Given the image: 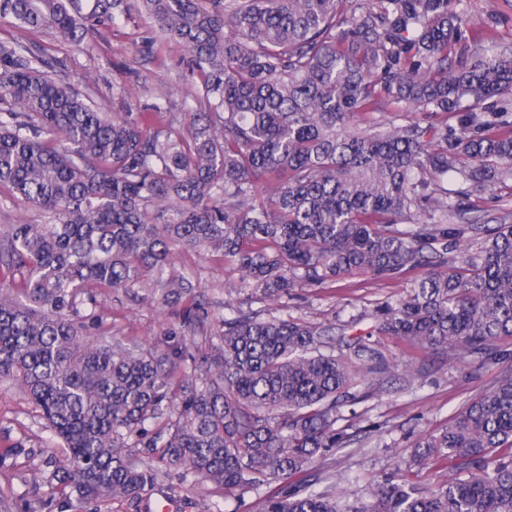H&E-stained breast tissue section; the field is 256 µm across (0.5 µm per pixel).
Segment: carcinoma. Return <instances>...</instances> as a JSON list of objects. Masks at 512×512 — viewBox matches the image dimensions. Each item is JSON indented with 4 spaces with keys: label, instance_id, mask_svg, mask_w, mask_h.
<instances>
[{
    "label": "carcinoma",
    "instance_id": "obj_1",
    "mask_svg": "<svg viewBox=\"0 0 512 512\" xmlns=\"http://www.w3.org/2000/svg\"><path fill=\"white\" fill-rule=\"evenodd\" d=\"M137 2L160 44L183 45L204 74L184 112H102L56 75L62 61L0 41V197L43 214L0 236V271L20 276L22 295L0 292V378L23 387L65 449L41 475L60 512L73 497L140 503L160 473L134 459L133 437L222 500L277 484L260 512H512V368L417 442L412 464L446 461L448 476L429 487L398 469L349 505L305 475L346 447L338 408L356 379L391 370L377 344L354 337L325 353L326 328L192 303L186 322L217 323L218 343L200 362L180 356L175 394L163 360L89 343L69 317L92 283L150 279L181 300L193 284L170 270L177 247L220 255L241 272L237 292L270 297L432 266L377 309L376 330L450 357L490 355L512 337V224L485 229L470 253L475 227L461 220L472 189L512 181V51L481 45L473 65L455 64L467 32L456 0ZM127 10L0 0V18L75 46ZM388 103L454 123H354ZM450 178L463 188L448 192Z\"/></svg>",
    "mask_w": 512,
    "mask_h": 512
}]
</instances>
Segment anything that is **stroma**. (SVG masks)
Segmentation results:
<instances>
[{
  "label": "stroma",
  "instance_id": "1",
  "mask_svg": "<svg viewBox=\"0 0 512 512\" xmlns=\"http://www.w3.org/2000/svg\"><path fill=\"white\" fill-rule=\"evenodd\" d=\"M458 7L469 20L468 40L461 59L470 63L474 47L485 29L512 42V0H459ZM155 25L137 10H130L118 27L98 28L84 51L73 50L50 30L36 31L12 18L0 19V41L18 40L63 60L66 75L76 87L94 86L93 101L106 112H138L167 98L172 111H180L184 98L202 84L188 50L176 43L155 47L150 43ZM482 224H512V182L471 198ZM176 269L193 273L194 288L181 302L166 303L153 285H140L128 292L94 287L97 303L78 304V322L84 323L91 339L117 340L142 347L162 357L176 350L207 351L208 338L218 327L208 322L184 327L183 315L191 301H202L223 311L225 301L244 309L269 310L274 316H291L314 324L341 326L353 322L354 333L363 334L372 325L374 311L387 302L404 297L420 272L377 277L357 273L320 288L300 285L277 305H270L261 292L229 295L226 287L240 273L224 264L220 256L179 250ZM379 343L392 365L385 378L358 380L353 391L359 403L342 406L339 428L352 441L318 463L323 474L336 484L343 500L364 498L371 483L380 476L406 468L413 480L436 482L444 465L411 468L414 445L420 435L438 432L477 394L492 387L512 366V339L499 341L500 359L484 363L473 358L448 359L435 349H424L392 336ZM419 368L414 385L401 376L406 366ZM63 450L45 427L39 411L14 382L0 381V496L13 512H50V490L40 481L46 463ZM215 498L208 483L189 486L177 478L164 479L143 497L149 512H212Z\"/></svg>",
  "mask_w": 512,
  "mask_h": 512
}]
</instances>
